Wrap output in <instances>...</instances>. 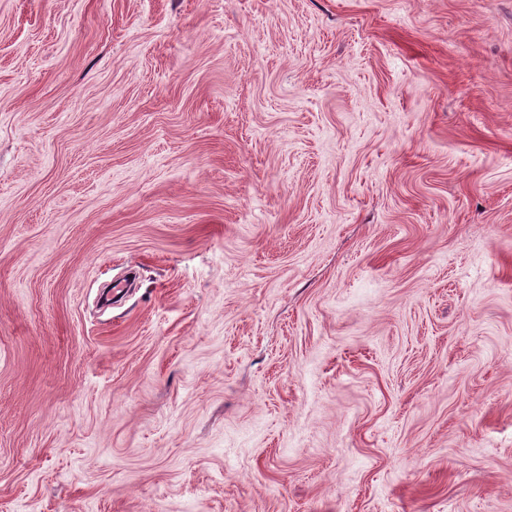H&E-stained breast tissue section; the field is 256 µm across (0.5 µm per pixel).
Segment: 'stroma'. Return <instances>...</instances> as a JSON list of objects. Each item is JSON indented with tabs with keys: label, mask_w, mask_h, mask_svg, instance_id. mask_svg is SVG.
I'll use <instances>...</instances> for the list:
<instances>
[{
	"label": "stroma",
	"mask_w": 512,
	"mask_h": 512,
	"mask_svg": "<svg viewBox=\"0 0 512 512\" xmlns=\"http://www.w3.org/2000/svg\"><path fill=\"white\" fill-rule=\"evenodd\" d=\"M0 512H512V0H0Z\"/></svg>",
	"instance_id": "obj_1"
}]
</instances>
